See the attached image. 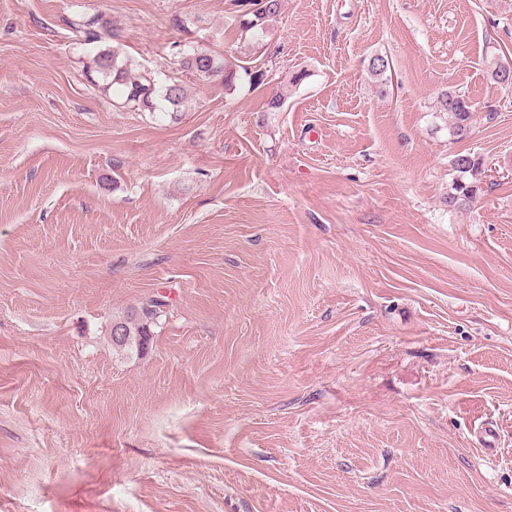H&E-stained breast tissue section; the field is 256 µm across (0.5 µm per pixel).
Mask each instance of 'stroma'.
Segmentation results:
<instances>
[{
    "mask_svg": "<svg viewBox=\"0 0 512 512\" xmlns=\"http://www.w3.org/2000/svg\"><path fill=\"white\" fill-rule=\"evenodd\" d=\"M233 3L0 0V512H512V0H281L259 42ZM97 15L179 120L89 86ZM177 59V65L182 72L202 80L220 79L225 87H231L240 76L237 69L232 65L224 64L223 59L191 44L179 45ZM438 108L441 112H448L453 136L462 137L467 133L475 110L465 94L455 90L445 91L438 97ZM451 166L456 177L448 189V206L467 210L484 193L485 163L481 157L466 152L456 154ZM166 306L164 300L153 299L150 304L143 305L139 312L132 313L130 317L123 321H115L113 327L118 326L123 331V340L113 343L121 348H135L137 352L146 351L150 345L152 336H154L153 327L157 326L158 319L162 316V310Z\"/></svg>",
    "mask_w": 512,
    "mask_h": 512,
    "instance_id": "35a3bbf8",
    "label": "stroma"
}]
</instances>
